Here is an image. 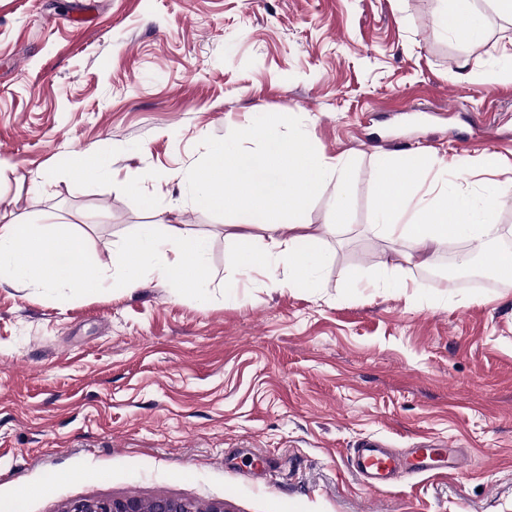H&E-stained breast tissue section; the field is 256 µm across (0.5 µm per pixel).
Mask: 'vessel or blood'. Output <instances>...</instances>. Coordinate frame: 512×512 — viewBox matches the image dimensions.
I'll return each mask as SVG.
<instances>
[{
	"mask_svg": "<svg viewBox=\"0 0 512 512\" xmlns=\"http://www.w3.org/2000/svg\"><path fill=\"white\" fill-rule=\"evenodd\" d=\"M471 457L466 449L446 441L437 446L422 445L401 452L383 447L374 438L360 441L351 455V467L360 480L370 488L379 489L393 483L403 474L444 471L458 474L466 471Z\"/></svg>",
	"mask_w": 512,
	"mask_h": 512,
	"instance_id": "obj_1",
	"label": "vessel or blood"
}]
</instances>
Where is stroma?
<instances>
[{"instance_id":"35a3bbf8","label":"stroma","mask_w":512,"mask_h":512,"mask_svg":"<svg viewBox=\"0 0 512 512\" xmlns=\"http://www.w3.org/2000/svg\"><path fill=\"white\" fill-rule=\"evenodd\" d=\"M476 6L463 48L440 0H0V225L79 236L106 280L144 224L207 236L205 296L144 275L134 290L0 285V512L84 497L165 495L228 512H512V285L431 280L378 236L377 164L477 166L475 122L512 166V19ZM346 165L310 200L316 284L281 288L230 263L262 225L199 205L212 146L263 148L260 127ZM98 153L107 182L64 158ZM364 281L349 283L351 272ZM407 279L383 287L377 274ZM368 436L401 451L442 439L470 468L374 490L350 468Z\"/></svg>"}]
</instances>
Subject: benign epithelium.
<instances>
[{
  "label": "benign epithelium",
  "mask_w": 512,
  "mask_h": 512,
  "mask_svg": "<svg viewBox=\"0 0 512 512\" xmlns=\"http://www.w3.org/2000/svg\"><path fill=\"white\" fill-rule=\"evenodd\" d=\"M62 512H228L222 503L201 506L192 501L158 496L144 499L136 495L120 498H77L69 501Z\"/></svg>",
  "instance_id": "7a95c632"
}]
</instances>
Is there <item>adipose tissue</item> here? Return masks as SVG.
Here are the masks:
<instances>
[{"instance_id": "1", "label": "adipose tissue", "mask_w": 512, "mask_h": 512, "mask_svg": "<svg viewBox=\"0 0 512 512\" xmlns=\"http://www.w3.org/2000/svg\"><path fill=\"white\" fill-rule=\"evenodd\" d=\"M439 25L452 33L464 47L477 44L484 32V17L475 0H445ZM260 136L264 147L257 153L243 151L233 142L215 144L209 163L194 177L199 204L234 212L247 223L275 228L288 220L293 232L288 237H270L262 248L242 246L235 265L244 273L267 276L284 270L283 286L310 288L314 285L320 256L317 235L303 231L301 218L308 202L330 180L341 179V159L320 154L306 137L284 136L278 125L265 126ZM424 163H404L383 156L378 162L377 216L375 231L382 237L405 243L401 260L408 265L428 266L444 240L466 241L472 251H483L500 237L502 228L490 220L500 204L499 194L482 197L439 194L421 209L409 210L408 202L417 189ZM210 251L207 237L175 224L156 229L141 225L139 231L113 252L112 262L123 273V285L136 287L143 263L153 273L180 285L202 288L204 261ZM80 266L72 278V266ZM34 288L63 286L100 288L105 279L98 261L85 253L78 237L63 232H36L24 223L0 225V281Z\"/></svg>"}]
</instances>
